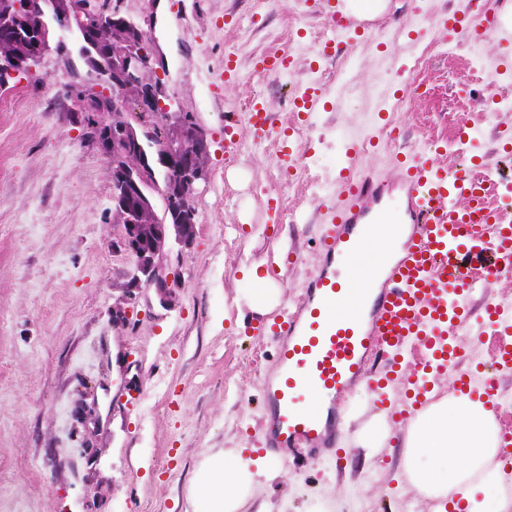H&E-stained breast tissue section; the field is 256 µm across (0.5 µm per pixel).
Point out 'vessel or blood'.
<instances>
[{
	"label": "vessel or blood",
	"instance_id": "1",
	"mask_svg": "<svg viewBox=\"0 0 512 512\" xmlns=\"http://www.w3.org/2000/svg\"><path fill=\"white\" fill-rule=\"evenodd\" d=\"M346 2L320 0V6L337 33L360 35L359 15ZM290 64L288 53H270L255 68L277 76ZM322 98L312 83L294 107L311 112ZM248 112L255 136H268L272 122L264 103L253 101ZM341 183L346 203L331 210L320 235L318 272L299 308L269 326L277 351L275 371L263 380L261 445L297 459L335 453L339 401L369 382L375 365L397 367L401 348L420 351L404 379L415 389V404L426 402L430 383L447 374L455 338L468 326L475 280L512 276V211L493 202L499 182L449 173L422 153L406 155L400 218L386 212L383 181L350 173ZM373 243L381 257L358 276L354 258Z\"/></svg>",
	"mask_w": 512,
	"mask_h": 512
}]
</instances>
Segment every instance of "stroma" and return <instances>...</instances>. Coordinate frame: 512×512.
Here are the masks:
<instances>
[{
	"label": "stroma",
	"mask_w": 512,
	"mask_h": 512,
	"mask_svg": "<svg viewBox=\"0 0 512 512\" xmlns=\"http://www.w3.org/2000/svg\"><path fill=\"white\" fill-rule=\"evenodd\" d=\"M91 0L95 11L133 18L165 68L169 107L206 132L209 162L194 197L196 236L162 259L176 274L167 304L131 286L133 266L112 221L111 166L87 138L83 106L65 96L54 59L0 89V512H194L190 488L202 462L227 448L260 456V387L276 341L258 336L237 303L258 267L281 290L274 314L302 298L320 264L317 226L339 202L343 169L396 179L395 156L451 141L462 121L479 128L468 146L485 172L512 178V79L495 69L505 44L492 21L507 0H486L469 19L479 38L449 39L469 0H385L364 39L335 37L316 0ZM338 39L336 56H318ZM272 50L294 67L278 78L254 69ZM421 69H413L417 55ZM236 84L214 95L225 58ZM326 87L324 109L291 112L288 94L309 78ZM265 101L270 137L239 123L224 151V116ZM390 113L398 141L366 154L350 142L377 132ZM302 167L283 174V134ZM403 382L361 385L342 406L341 451L293 466L260 496L274 512H430L409 490L394 437L409 414ZM367 426L388 428L373 451L356 447Z\"/></svg>",
	"instance_id": "35a3bbf8"
}]
</instances>
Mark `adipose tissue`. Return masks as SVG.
Returning <instances> with one entry per match:
<instances>
[{"mask_svg": "<svg viewBox=\"0 0 512 512\" xmlns=\"http://www.w3.org/2000/svg\"><path fill=\"white\" fill-rule=\"evenodd\" d=\"M401 465L416 493L434 512H512V496L501 495L490 510L488 493L505 477L492 462L501 446L500 429L485 400L449 391L410 419ZM265 459L228 448L212 457L194 482L196 512H268L259 497L269 476Z\"/></svg>", "mask_w": 512, "mask_h": 512, "instance_id": "adipose-tissue-1", "label": "adipose tissue"}]
</instances>
